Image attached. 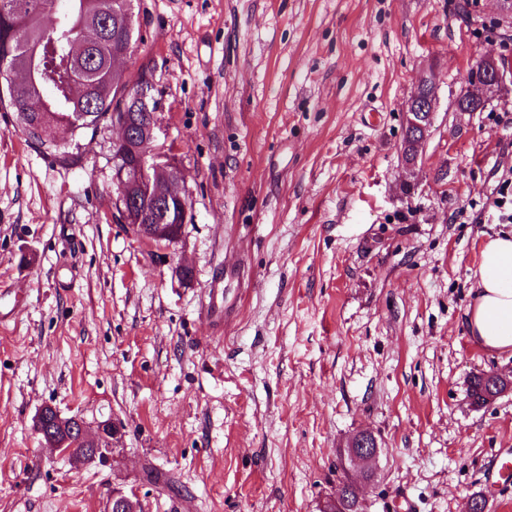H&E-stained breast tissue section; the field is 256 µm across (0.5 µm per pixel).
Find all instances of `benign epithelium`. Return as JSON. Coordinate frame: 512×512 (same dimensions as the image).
<instances>
[{"mask_svg":"<svg viewBox=\"0 0 512 512\" xmlns=\"http://www.w3.org/2000/svg\"><path fill=\"white\" fill-rule=\"evenodd\" d=\"M503 79V72L498 63L496 53L484 55L477 64L474 80L477 81L472 90L471 101L474 105L484 102L483 91L498 87ZM434 75L424 76L419 81V88L406 102V126L414 134L412 151L404 157L405 166L412 169L417 165L424 139L418 134H426L428 121L432 120L436 107L435 93L427 92L434 87ZM153 76L146 75L139 87V97L150 109L146 113L147 128L146 144L137 147L132 152H126L129 142L136 138L135 125L127 113L112 115V129L128 131L127 137L112 144V184L117 195L116 205L126 224L133 232L144 240L152 238H171L175 235L170 224L174 223L175 213L187 216L189 203L182 195L171 200L160 199L152 194V185L158 181H175L182 178L180 169L176 166L172 154L158 144V134L161 129L159 112L162 111L160 100L155 96ZM44 421L41 434L47 444L63 453L71 452L67 448L70 436L77 433L86 440V447L105 451L115 446L121 427L115 422L104 421L96 426L95 433L88 435L84 422L77 418L57 417L53 421ZM349 458L353 462L370 463L379 453V445L375 436L369 432L360 431L355 434L349 444Z\"/></svg>","mask_w":512,"mask_h":512,"instance_id":"benign-epithelium-1","label":"benign epithelium"}]
</instances>
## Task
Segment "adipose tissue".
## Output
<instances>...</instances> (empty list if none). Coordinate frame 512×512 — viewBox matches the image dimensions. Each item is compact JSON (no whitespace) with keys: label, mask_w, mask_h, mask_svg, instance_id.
Instances as JSON below:
<instances>
[{"label":"adipose tissue","mask_w":512,"mask_h":512,"mask_svg":"<svg viewBox=\"0 0 512 512\" xmlns=\"http://www.w3.org/2000/svg\"><path fill=\"white\" fill-rule=\"evenodd\" d=\"M476 291L466 312L474 341L490 351H512V235L488 239L475 272Z\"/></svg>","instance_id":"1"}]
</instances>
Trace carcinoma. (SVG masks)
<instances>
[{"label":"carcinoma","instance_id":"obj_1","mask_svg":"<svg viewBox=\"0 0 512 512\" xmlns=\"http://www.w3.org/2000/svg\"><path fill=\"white\" fill-rule=\"evenodd\" d=\"M138 44L135 0H0V65L27 73L21 83L0 81V111L43 153L72 162L82 140L112 127V113L131 112L126 92L140 85L147 68L129 78L119 64ZM493 376L473 377L468 396L479 406ZM347 486L343 512H358L355 480L338 465Z\"/></svg>","mask_w":512,"mask_h":512}]
</instances>
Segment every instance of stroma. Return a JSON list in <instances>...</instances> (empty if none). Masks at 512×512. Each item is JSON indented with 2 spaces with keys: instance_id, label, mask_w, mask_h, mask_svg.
Listing matches in <instances>:
<instances>
[{
  "instance_id": "obj_1",
  "label": "stroma",
  "mask_w": 512,
  "mask_h": 512,
  "mask_svg": "<svg viewBox=\"0 0 512 512\" xmlns=\"http://www.w3.org/2000/svg\"><path fill=\"white\" fill-rule=\"evenodd\" d=\"M162 141L185 177L180 236L115 207L112 131L77 162L0 112V512H319L361 430L381 452L369 512H512V356L469 336L483 242L512 233L507 0H137ZM505 83L457 100L488 49ZM436 75L415 172L405 104ZM52 406L122 433L105 461L47 446Z\"/></svg>"
}]
</instances>
